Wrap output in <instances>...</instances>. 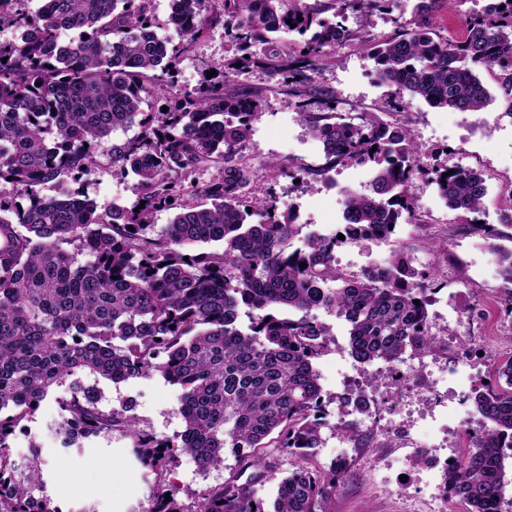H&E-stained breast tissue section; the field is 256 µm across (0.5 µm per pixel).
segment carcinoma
I'll return each instance as SVG.
<instances>
[{"mask_svg": "<svg viewBox=\"0 0 512 512\" xmlns=\"http://www.w3.org/2000/svg\"><path fill=\"white\" fill-rule=\"evenodd\" d=\"M15 2L0 0V29L15 32L0 41V184L11 186L0 190V512H61L46 493L41 451L21 468L11 439L65 384L69 394L55 398L65 447L78 427L87 439L132 438L157 474L181 455L204 470L219 467L228 450L255 468L205 489L193 510L167 499L159 482L145 512H331L349 464L306 465L333 427L314 368L329 343L317 312L346 321L361 367L437 347L425 285L403 253L360 274L341 271L335 259L344 242L362 244L376 232L388 238L415 220L408 188L421 169L405 124L372 114L355 123L330 106L332 97L324 112L300 113L323 152L311 174L354 161L374 177L370 189L347 196L345 239L310 234L294 247L300 225L292 209L247 201L244 151L261 108L234 77L253 67L285 72L310 97L309 71L329 58L340 33L353 38L349 14L396 0H330V19L307 6L285 9L283 0H221L236 54L183 96L173 93L171 66L218 19L206 14V0H169L168 24L181 23L176 44L152 35L151 0H38L33 11ZM444 2L416 0L397 31L369 45L378 80L434 108L474 112L495 101L477 71L495 68L501 116L512 119V0L471 16L460 40L433 24ZM65 30L76 36L61 41ZM282 30L309 38L280 52L271 44ZM159 96L166 111L141 110ZM134 125L137 135L114 139ZM103 144L112 169L137 181L132 205L99 206L79 191L47 194L95 175ZM213 167L210 180H190ZM433 174L448 207L481 212L479 171L444 165ZM170 210L167 229L147 235L154 214ZM255 214L263 220L250 222ZM472 229L491 240L512 311V248L494 243L499 233L487 224ZM81 372L113 383L161 374L180 389L184 430L172 439L140 431L128 409H101L94 386L75 378ZM471 401L480 420L470 450L448 469V489L469 512H496L512 485V358ZM271 446L295 462L269 510L256 485Z\"/></svg>", "mask_w": 512, "mask_h": 512, "instance_id": "1", "label": "carcinoma"}]
</instances>
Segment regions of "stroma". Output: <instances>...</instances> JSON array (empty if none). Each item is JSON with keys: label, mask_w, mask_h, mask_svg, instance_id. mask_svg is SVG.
<instances>
[{"label": "stroma", "mask_w": 512, "mask_h": 512, "mask_svg": "<svg viewBox=\"0 0 512 512\" xmlns=\"http://www.w3.org/2000/svg\"><path fill=\"white\" fill-rule=\"evenodd\" d=\"M413 0H396L392 14L374 13L366 18L349 17L347 24L354 41L334 49L331 59L314 73L319 96L309 99L292 95L284 75L268 69H255L238 79L240 90L257 97L262 114L253 125L244 152L251 170L249 196L273 197L300 216L303 234L339 227L343 222L346 191L358 190L357 175L362 165L337 167L331 177L337 190L309 175L321 161V145L306 123L298 118L300 104L310 111L324 109V94L336 100V110L348 118L372 112L383 121L407 123L417 146L416 159L427 170L413 180L409 192L416 208L417 223L397 226L395 233L367 244L345 243L336 251V265L349 272L387 260L393 252L414 255L415 269L434 281V303L429 320L445 350L428 353L422 381L416 390L402 392L395 403L403 405V417L414 431L424 435L441 454L453 447L455 438L441 432L431 414L439 408L448 411V425L460 420L478 419L469 396L479 383L488 379L498 361L512 355V314L502 302V279L494 256L482 235L470 229V215L445 206L429 175L442 165L481 171L487 193L478 217L508 233L500 198L512 186V119L500 117L497 104L476 112H458L430 107L424 100L410 98L396 86L378 82L374 62L361 46V39L379 40L392 35V16L410 12ZM228 41L223 25L206 30L193 53L178 66L177 92H191L207 76L208 65L223 62ZM98 173L85 181L82 189L98 204L132 203L135 180L113 173L108 156H101ZM464 308L466 318L456 321L455 308ZM320 320L330 331L331 342L314 366L322 388L328 420H335L340 395L337 368L351 367L348 326L335 313L323 311ZM472 343L466 374L460 379L439 381V367L454 361L456 337ZM103 410L132 405L138 427L145 433L164 438L180 433L184 424L178 413V391L158 373L129 378L120 384L106 379L97 382ZM389 387L377 391L382 408H389ZM61 418L54 400L42 402L25 430L13 437L11 445L18 461H26L31 445H39L48 462L47 494L63 512H133L147 502L156 481H164L178 503L193 505L199 492L240 473L244 465L238 457L226 454L224 465L201 471L190 457H179L163 474L143 466L130 438L120 435L84 440L66 448L57 429ZM350 463L347 479L331 503L333 512H413L420 503L415 485L397 495L389 477L400 469L403 452L398 448H378L371 436L356 443L340 442L335 431L324 430L322 445L313 462L329 466L336 456Z\"/></svg>", "instance_id": "1"}]
</instances>
